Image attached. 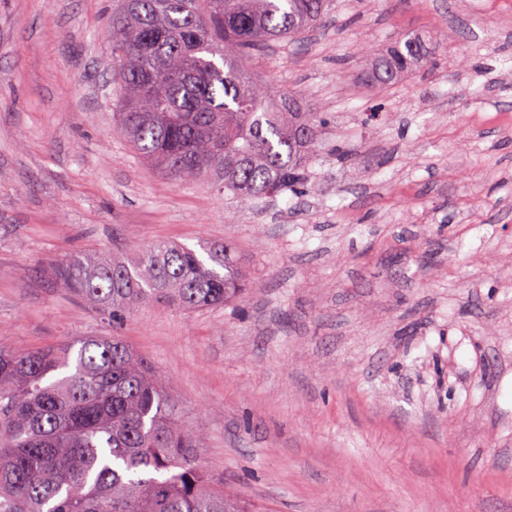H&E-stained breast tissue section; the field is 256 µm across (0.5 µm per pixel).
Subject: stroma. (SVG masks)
<instances>
[{"instance_id":"1","label":"stroma","mask_w":512,"mask_h":512,"mask_svg":"<svg viewBox=\"0 0 512 512\" xmlns=\"http://www.w3.org/2000/svg\"><path fill=\"white\" fill-rule=\"evenodd\" d=\"M112 8L0 0V336L121 337L240 512H512V0H332L249 65L322 113L307 179L235 199L113 134ZM400 41L437 52L379 84ZM155 241L250 290L114 321L54 273Z\"/></svg>"}]
</instances>
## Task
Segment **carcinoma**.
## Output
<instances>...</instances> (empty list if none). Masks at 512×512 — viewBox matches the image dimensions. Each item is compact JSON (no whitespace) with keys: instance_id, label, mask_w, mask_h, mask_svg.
<instances>
[{"instance_id":"1","label":"carcinoma","mask_w":512,"mask_h":512,"mask_svg":"<svg viewBox=\"0 0 512 512\" xmlns=\"http://www.w3.org/2000/svg\"><path fill=\"white\" fill-rule=\"evenodd\" d=\"M328 0H120L114 133L175 181L275 196L305 179L322 125L245 59L326 23ZM424 59L396 44L391 84ZM55 274L112 318L165 303L194 311L242 291L227 244L155 242L122 261L69 256ZM159 372L117 336L23 350L0 336V512H237L198 463Z\"/></svg>"}]
</instances>
